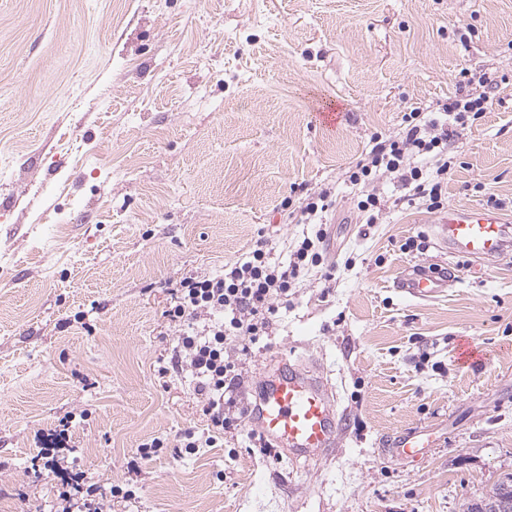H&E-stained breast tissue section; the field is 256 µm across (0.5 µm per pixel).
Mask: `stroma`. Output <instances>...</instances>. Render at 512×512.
<instances>
[{
	"label": "stroma",
	"mask_w": 512,
	"mask_h": 512,
	"mask_svg": "<svg viewBox=\"0 0 512 512\" xmlns=\"http://www.w3.org/2000/svg\"><path fill=\"white\" fill-rule=\"evenodd\" d=\"M463 69L491 79L492 105L453 143L448 203L499 199L512 226V0H0V512H60L41 438L67 416L54 457L81 499L134 492L112 512H463L512 473V253L439 251L440 213L387 178L392 206L367 223L346 178ZM325 187L336 279L297 280L244 376L317 364L341 446L307 468L244 426L175 455L206 421L188 379L157 373L171 288L261 238L287 260L304 227L284 200ZM417 264L450 286L402 296ZM466 337L486 363L457 362ZM412 428L436 447L392 459ZM154 438L167 448L140 459Z\"/></svg>",
	"instance_id": "35a3bbf8"
}]
</instances>
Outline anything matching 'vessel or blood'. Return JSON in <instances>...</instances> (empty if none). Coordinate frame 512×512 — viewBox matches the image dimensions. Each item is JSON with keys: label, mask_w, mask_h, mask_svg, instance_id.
Here are the masks:
<instances>
[{"label": "vessel or blood", "mask_w": 512, "mask_h": 512, "mask_svg": "<svg viewBox=\"0 0 512 512\" xmlns=\"http://www.w3.org/2000/svg\"><path fill=\"white\" fill-rule=\"evenodd\" d=\"M441 250L458 256L492 261L512 251V228L489 208L451 207L433 228ZM396 288L417 299L444 292L447 277L423 266L408 267ZM254 397L244 401L246 424L291 460L319 463L340 445L344 416L324 377L299 364L281 362L260 372ZM426 431L412 429L393 445L397 457L410 458L434 447Z\"/></svg>", "instance_id": "obj_1"}]
</instances>
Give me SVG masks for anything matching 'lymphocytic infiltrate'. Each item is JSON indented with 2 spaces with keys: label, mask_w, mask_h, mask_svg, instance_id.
Wrapping results in <instances>:
<instances>
[{
  "label": "lymphocytic infiltrate",
  "mask_w": 512,
  "mask_h": 512,
  "mask_svg": "<svg viewBox=\"0 0 512 512\" xmlns=\"http://www.w3.org/2000/svg\"><path fill=\"white\" fill-rule=\"evenodd\" d=\"M458 77L467 93L446 99L434 111L416 108L404 113L396 134L374 135L369 152L349 167L348 181L362 189L357 209L368 223H377L387 208L386 200L372 189L387 176L407 189V202L420 203L431 212L444 208L445 186L455 167L452 142L491 105L487 78L465 70ZM333 205L327 188L286 203L295 223L312 227L296 241L288 262L274 259L260 239L223 270L186 275L172 288L163 316L177 343L170 357L159 359L157 373L162 378L174 373L191 379L207 420L206 433L189 432L180 439L186 453L213 447L225 432L240 427L233 388L242 377V358L267 336L273 316L287 304L300 275L324 267L326 214ZM324 269V279L333 280L334 268Z\"/></svg>",
  "instance_id": "f902f5d3"
}]
</instances>
